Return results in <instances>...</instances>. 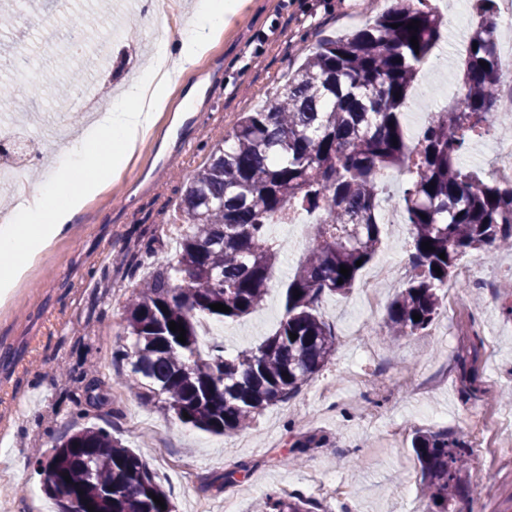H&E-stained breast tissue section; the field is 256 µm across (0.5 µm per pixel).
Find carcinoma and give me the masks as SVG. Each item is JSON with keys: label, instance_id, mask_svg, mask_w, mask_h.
Here are the masks:
<instances>
[{"label": "carcinoma", "instance_id": "cac0c4a2", "mask_svg": "<svg viewBox=\"0 0 512 512\" xmlns=\"http://www.w3.org/2000/svg\"><path fill=\"white\" fill-rule=\"evenodd\" d=\"M471 8L476 22L458 104L433 113L412 146L402 109L419 66L442 38L441 18L425 0H396L365 27L319 41L282 90L243 113L183 181L178 211L185 229L175 261L152 267L122 307L120 327L131 344L112 358L130 362L131 373L117 384L181 424L215 435L250 429L263 410L288 402L336 350V333L318 313L320 299L350 292L382 244L378 204L390 198L381 180L387 170L408 175L398 206L410 227L409 274L387 307L390 342L432 325L461 258L512 247V185L460 162L471 136L494 123L501 82L497 0H472ZM413 20L415 31L407 28ZM296 213L315 214L319 223L285 285L275 332L236 356L219 344L200 354L199 317L234 321L260 308L278 253L269 226ZM426 241L432 249L422 246ZM342 265L349 276L340 273ZM216 303L230 311L211 309ZM171 321L184 327L186 342L169 329ZM411 448L427 512H452L467 493L468 444L446 428L416 429ZM36 471L58 512H69L74 501L80 512H173L145 457L109 423L59 436ZM260 504L261 512H313L300 494L268 493Z\"/></svg>", "mask_w": 512, "mask_h": 512}]
</instances>
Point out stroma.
I'll return each mask as SVG.
<instances>
[{
  "mask_svg": "<svg viewBox=\"0 0 512 512\" xmlns=\"http://www.w3.org/2000/svg\"><path fill=\"white\" fill-rule=\"evenodd\" d=\"M129 2L112 0L104 14L95 0H13L16 24L0 30V56L25 54L35 79L52 71L75 92L105 83L120 94L149 65L162 37L177 39L194 0H154L145 13ZM242 2L210 51L167 87L153 132L137 144L126 167L0 302V444L13 451V499L50 505L34 463L49 454L57 435L86 423L72 404L84 385L62 380V372L87 367L105 390L114 389L119 370L112 352L128 343L118 326L121 308L140 275L143 243L160 237L158 263L174 253L173 240L159 227L176 219L180 177L203 163L241 113L257 110L281 90L301 48L349 31L351 16L370 19L364 0ZM27 18L53 22L51 43L24 26ZM442 30L444 39L432 52L436 66L419 70L408 94L405 127H424L439 98L455 94L461 82L470 30L448 24ZM51 104L40 101L28 140L10 160L54 157L46 139ZM314 232L311 224H288L276 236L279 261L263 306L223 324L228 353L254 347L273 332L283 312V287ZM481 275L489 287L457 289L454 311L396 345L382 336L385 310H367L360 285L348 296L323 298L319 312L338 339L331 362L291 401L265 409L253 429L215 436L171 422L133 396L129 413L153 429L139 431L119 416L118 432L148 455L176 512H196L199 502L222 512L228 498L235 499L237 512H251L268 492L286 487L307 493L316 473L348 492L344 503L317 500V512H344L348 502L360 512H420L411 433L446 428L472 450L463 512H512V447L491 451L476 435L512 412V320L502 314L512 303L505 287L512 280V251L483 259ZM308 437L316 447L304 453L301 465H287L293 443ZM169 459L195 466L191 484L170 478ZM240 462L251 466L247 478L219 491L205 489L208 479ZM487 486L496 491L490 502L483 496Z\"/></svg>",
  "mask_w": 512,
  "mask_h": 512,
  "instance_id": "35a3bbf8",
  "label": "stroma"
}]
</instances>
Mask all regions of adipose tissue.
Segmentation results:
<instances>
[{"mask_svg": "<svg viewBox=\"0 0 512 512\" xmlns=\"http://www.w3.org/2000/svg\"><path fill=\"white\" fill-rule=\"evenodd\" d=\"M236 0H197L177 42L157 43L148 68L113 100L95 129L72 146L55 175L39 183L0 225V295L9 296L29 263L52 240L69 232L87 199L117 174L164 109L166 86L207 54L215 35L236 12Z\"/></svg>", "mask_w": 512, "mask_h": 512, "instance_id": "adipose-tissue-1", "label": "adipose tissue"}]
</instances>
